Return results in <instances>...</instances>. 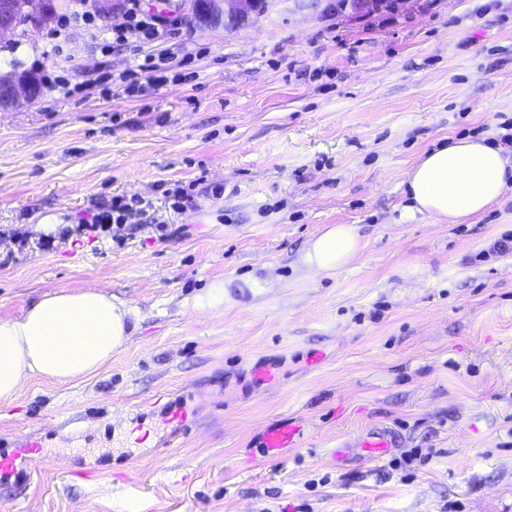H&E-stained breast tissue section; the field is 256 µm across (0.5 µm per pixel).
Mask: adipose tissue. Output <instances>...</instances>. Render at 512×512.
Segmentation results:
<instances>
[{
  "mask_svg": "<svg viewBox=\"0 0 512 512\" xmlns=\"http://www.w3.org/2000/svg\"><path fill=\"white\" fill-rule=\"evenodd\" d=\"M512 183V153L486 140H456L426 153L407 175L414 211L456 224L482 213ZM352 226L329 228L312 245L310 262L323 270L357 252ZM136 314L95 290L44 295L19 316L0 318V401L13 400L30 377L67 384L107 365L128 341Z\"/></svg>",
  "mask_w": 512,
  "mask_h": 512,
  "instance_id": "adipose-tissue-1",
  "label": "adipose tissue"
}]
</instances>
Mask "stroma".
Listing matches in <instances>:
<instances>
[{"label":"stroma","mask_w":512,"mask_h":512,"mask_svg":"<svg viewBox=\"0 0 512 512\" xmlns=\"http://www.w3.org/2000/svg\"><path fill=\"white\" fill-rule=\"evenodd\" d=\"M268 3L235 31L182 22L169 47L191 60L140 98L103 80L134 64L102 50L123 0H70L98 29L69 28L66 59L53 20L0 40V72L80 86L0 112V318L88 288L139 317L90 377L0 402V451L40 444L0 512H512V254L493 250L512 190L461 224L405 194L425 153L512 117V0ZM116 196L154 223L83 231ZM339 224L358 251L319 270ZM216 281L223 306L197 308ZM288 421L295 447L267 455ZM376 433L373 458L355 442ZM358 250V239L352 226L339 224L329 228L313 244L308 261L323 270L345 265ZM299 431L300 427L292 424L268 428L263 435L262 448H266L267 453L276 456L283 448H291Z\"/></svg>","instance_id":"obj_1"}]
</instances>
